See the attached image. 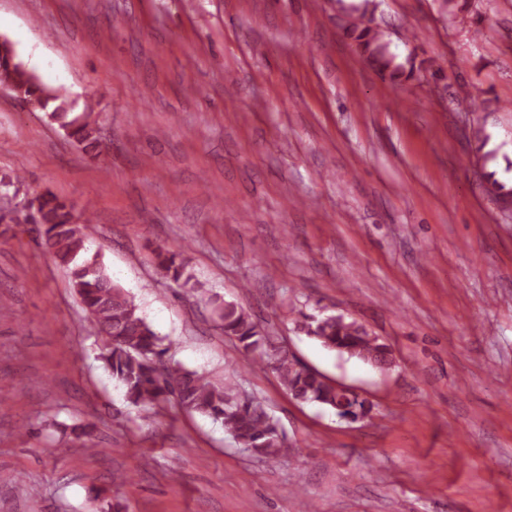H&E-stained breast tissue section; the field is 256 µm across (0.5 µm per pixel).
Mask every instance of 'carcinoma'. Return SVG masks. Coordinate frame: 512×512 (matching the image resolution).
Here are the masks:
<instances>
[{
    "instance_id": "carcinoma-1",
    "label": "carcinoma",
    "mask_w": 512,
    "mask_h": 512,
    "mask_svg": "<svg viewBox=\"0 0 512 512\" xmlns=\"http://www.w3.org/2000/svg\"><path fill=\"white\" fill-rule=\"evenodd\" d=\"M368 11L366 4L347 24L348 36L360 54L391 81L412 79L415 65L397 62L387 51L384 33L364 25ZM0 86L12 92L21 90L27 104L46 113L84 154L94 158L107 149L100 136L93 96H85L80 104L47 87L22 66L12 46L0 50ZM74 211L73 204L47 191L20 207L1 208L0 224L40 225L43 247L69 271L72 287L104 337L100 358L112 378L123 386L126 400L138 408H154L172 401L184 410L221 423L238 444L256 456L277 458L283 448L278 424L261 402H245L227 384H216L196 371L167 364L169 347L138 315L123 289L112 282L99 255L86 256L92 220L88 216L77 219ZM154 260L159 272L178 287L187 292L200 288L186 251L158 247ZM219 311L224 335L237 340L245 355H257L255 362L276 373L282 387L295 400L325 405L344 417L356 418L371 412L372 405L367 400L339 391L319 372L299 365L241 306L224 303ZM304 328L307 335L341 354L379 368L391 363L389 347L355 321L336 315L320 319L307 316Z\"/></svg>"
}]
</instances>
